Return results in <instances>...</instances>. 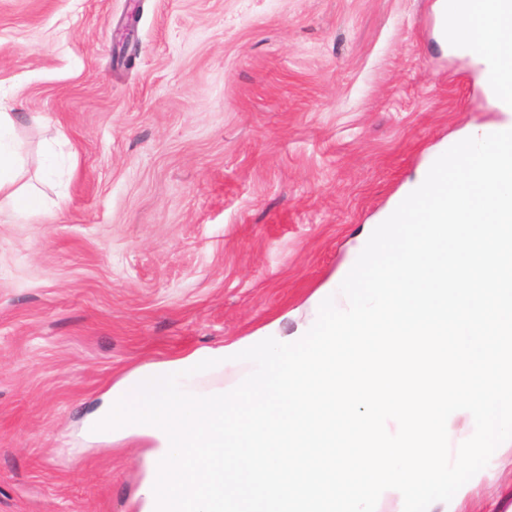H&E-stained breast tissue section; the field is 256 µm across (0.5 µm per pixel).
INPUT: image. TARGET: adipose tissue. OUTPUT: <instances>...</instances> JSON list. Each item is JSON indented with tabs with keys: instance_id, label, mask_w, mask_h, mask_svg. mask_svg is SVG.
I'll return each mask as SVG.
<instances>
[{
	"instance_id": "1",
	"label": "adipose tissue",
	"mask_w": 512,
	"mask_h": 512,
	"mask_svg": "<svg viewBox=\"0 0 512 512\" xmlns=\"http://www.w3.org/2000/svg\"><path fill=\"white\" fill-rule=\"evenodd\" d=\"M22 170L14 116L0 111V202L8 203L18 214L25 215L35 209L37 198L21 184Z\"/></svg>"
}]
</instances>
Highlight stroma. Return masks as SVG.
<instances>
[{
  "instance_id": "stroma-1",
  "label": "stroma",
  "mask_w": 512,
  "mask_h": 512,
  "mask_svg": "<svg viewBox=\"0 0 512 512\" xmlns=\"http://www.w3.org/2000/svg\"><path fill=\"white\" fill-rule=\"evenodd\" d=\"M435 0H0V512H135L140 443L70 424L125 373L294 331L417 171L505 115ZM62 160L40 180L44 146ZM462 512H512V451ZM23 158L15 138L13 112L0 108V202L5 201L20 215L35 209L38 199L24 184H19Z\"/></svg>"
}]
</instances>
